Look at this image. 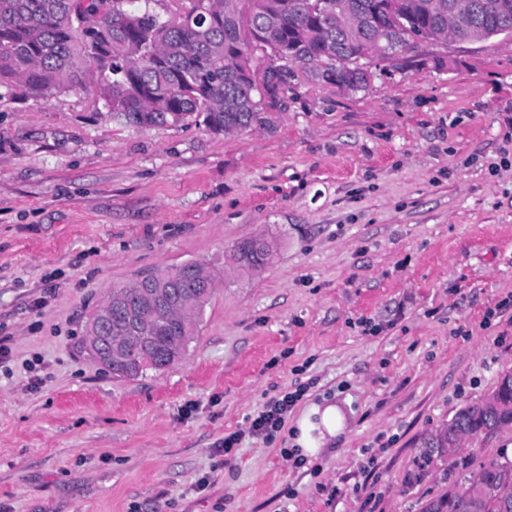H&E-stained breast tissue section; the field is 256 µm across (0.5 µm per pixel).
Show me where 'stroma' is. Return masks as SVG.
I'll return each instance as SVG.
<instances>
[{"instance_id": "stroma-1", "label": "stroma", "mask_w": 512, "mask_h": 512, "mask_svg": "<svg viewBox=\"0 0 512 512\" xmlns=\"http://www.w3.org/2000/svg\"><path fill=\"white\" fill-rule=\"evenodd\" d=\"M382 67L359 92L300 78L224 136L124 125L85 92L0 97L5 512H423L447 493L458 474L422 438L512 371V37ZM257 236L269 265L227 263ZM191 260L216 288L182 360L119 378L87 359L112 285ZM302 384L274 439L250 434ZM330 404L343 431L294 464L299 420ZM458 456L511 460L512 429Z\"/></svg>"}]
</instances>
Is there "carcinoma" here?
I'll list each match as a JSON object with an SVG mask.
<instances>
[{
	"mask_svg": "<svg viewBox=\"0 0 512 512\" xmlns=\"http://www.w3.org/2000/svg\"><path fill=\"white\" fill-rule=\"evenodd\" d=\"M164 0H0V87L47 101L72 90L92 91L105 114L127 124L150 128L203 118L215 134L242 132L265 122L262 112L278 106L274 91L294 89L299 75L321 83L336 62L305 58L332 38L345 60L352 91L369 85L363 60L375 46L393 37L401 46L413 36L423 40L440 30L432 0H355L368 22L338 29L329 24L339 0H236L234 17L224 19V0H177L176 15L164 18L156 6ZM268 19L279 21L272 40L257 32ZM475 24L485 37L512 36V0H500L493 14L478 13ZM262 56L255 57L256 52ZM246 53L255 73L272 94L262 97L249 80H224V69ZM238 266L260 269L272 258L262 239H249L234 249ZM197 261L160 271L164 283L181 300L211 292L196 277ZM106 332L121 336L128 329L127 312L151 306L158 297L149 288L112 287ZM206 302L191 315L172 314L143 324L139 337L128 342L124 361L112 374L135 378L163 370L189 350ZM466 435L512 424V388L500 401L482 399L461 407L453 416ZM450 431L444 427L423 439L424 463L434 456L451 457ZM424 512H512V462L483 463L454 482L448 493Z\"/></svg>",
	"mask_w": 512,
	"mask_h": 512,
	"instance_id": "obj_1",
	"label": "carcinoma"
}]
</instances>
